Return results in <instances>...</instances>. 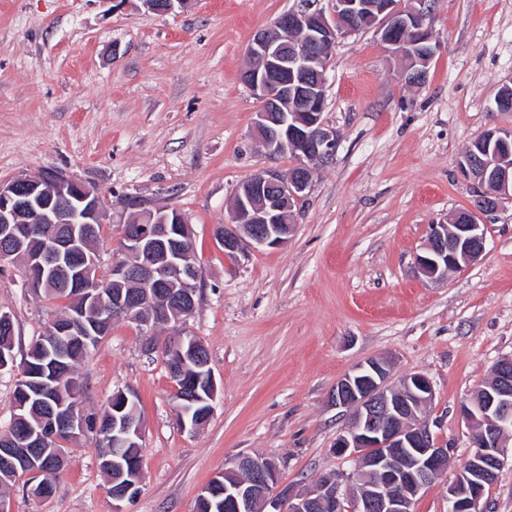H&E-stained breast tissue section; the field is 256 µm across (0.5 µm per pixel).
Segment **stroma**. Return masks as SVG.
Listing matches in <instances>:
<instances>
[{"label":"stroma","mask_w":512,"mask_h":512,"mask_svg":"<svg viewBox=\"0 0 512 512\" xmlns=\"http://www.w3.org/2000/svg\"><path fill=\"white\" fill-rule=\"evenodd\" d=\"M429 5L439 49L419 84L405 83L374 32L336 40L323 113L340 137L334 158L318 165L286 245L228 255L215 231L236 188L292 164L266 155L253 133L259 103L240 80L249 38L292 0H190L166 14L140 0H0V181L54 169L98 193L102 278L134 209L178 210L194 233L200 283L185 329L219 385L211 418L181 428L160 353L124 320L76 368L85 412L119 390L139 397L143 481L126 512H194L240 455L273 459L297 488L346 469L333 445L347 416L329 394L370 357H391L393 377L432 379L425 416L449 472L472 453L458 409L512 354V202L484 217L486 254L467 268L432 281L415 257L431 226L480 191L464 149L512 126L494 104L512 82V0ZM0 310L17 361L0 371L3 434L19 365L64 304L34 293L14 263L0 268ZM68 454L50 499L23 476L0 486L7 512H113L95 442Z\"/></svg>","instance_id":"35a3bbf8"}]
</instances>
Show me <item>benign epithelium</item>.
Returning a JSON list of instances; mask_svg holds the SVG:
<instances>
[{
  "instance_id": "benign-epithelium-1",
  "label": "benign epithelium",
  "mask_w": 512,
  "mask_h": 512,
  "mask_svg": "<svg viewBox=\"0 0 512 512\" xmlns=\"http://www.w3.org/2000/svg\"><path fill=\"white\" fill-rule=\"evenodd\" d=\"M147 12L164 14L183 8L188 0H142ZM426 0H296L269 26L255 32L247 54L254 60L241 81L260 103L255 130L266 154L291 155L294 166L283 173L265 169L242 183L224 230L216 231L224 251L245 246L276 248L294 232L293 210L311 187L312 162H327L336 154L339 135L323 122L327 64L318 53L336 39L361 30L365 17L381 40L407 60L405 78L423 75L408 59L422 49L434 56L438 44L427 23ZM480 194L475 206L457 212L452 224H434L416 263L431 280L448 278L480 260L485 253L484 225L479 215L512 200V165L499 160L483 163ZM98 194L65 173L38 172L0 182V238L17 244L26 224H104ZM192 229L177 210L157 209L124 227L122 256L112 263V314L137 325L147 337L160 323L178 325L193 312L199 270L186 243ZM76 251V235L52 238L46 249L29 260L40 269ZM133 281L139 291L125 292ZM67 303L88 314L96 287L74 279ZM178 368H189L202 342L180 329L173 334ZM388 357L356 364L332 388L331 405L343 409L348 422L337 435L334 452L351 462L347 471L320 478L297 491L281 484L277 466L268 458L240 455L215 475L224 479V512H415L421 493L448 471V449L433 438L422 409L434 399L430 377L422 372L391 382ZM472 432L475 451L448 486V512H482L486 486L512 459V355L497 361L491 378L460 407ZM55 424L32 434L24 448H0L6 463L34 469L36 448L54 438ZM142 426L135 421L112 425V447H138ZM114 512L134 500L142 478L121 456L112 453Z\"/></svg>"
}]
</instances>
